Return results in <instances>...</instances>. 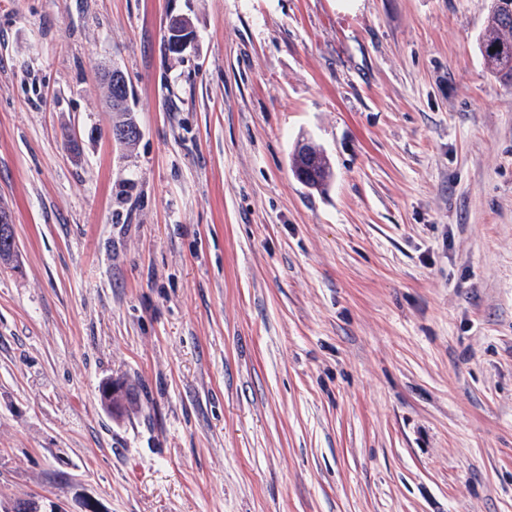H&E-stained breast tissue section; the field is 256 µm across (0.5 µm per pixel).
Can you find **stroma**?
<instances>
[{
    "mask_svg": "<svg viewBox=\"0 0 512 512\" xmlns=\"http://www.w3.org/2000/svg\"><path fill=\"white\" fill-rule=\"evenodd\" d=\"M489 6L0 0V500L512 512V84L477 48ZM303 142L326 191L291 171ZM111 72L112 110L114 112H130L128 105L130 93L125 76L119 70H112ZM298 146H299V144L295 146L294 151L292 153L291 167H292V171H293L294 175L296 176L297 180L300 181L298 178V174H297L298 163H299L298 157H297ZM310 148L312 150H314L315 153H317L319 155V161H318L317 172H316V181H314L313 183H310V184H304L301 181L300 182L303 185H305L306 187L316 189V190H322L325 188V186L328 185V183L331 181V179L333 177L332 167H331L330 160H329L328 156L322 150H317L312 147H310Z\"/></svg>",
    "mask_w": 512,
    "mask_h": 512,
    "instance_id": "obj_1",
    "label": "stroma"
}]
</instances>
